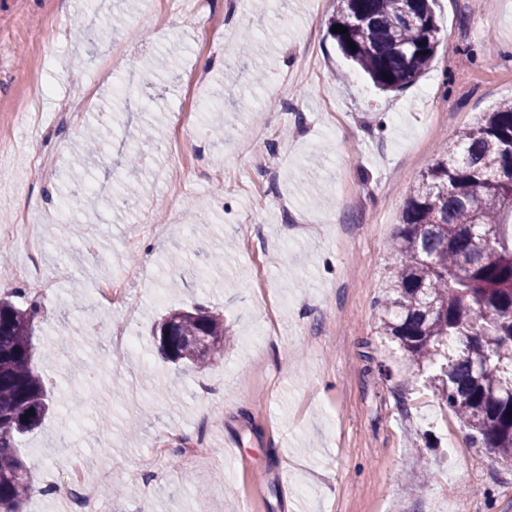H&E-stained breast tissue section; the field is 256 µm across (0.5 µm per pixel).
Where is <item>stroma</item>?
<instances>
[{
  "mask_svg": "<svg viewBox=\"0 0 512 512\" xmlns=\"http://www.w3.org/2000/svg\"><path fill=\"white\" fill-rule=\"evenodd\" d=\"M335 7L205 0L203 13L174 10L158 31L143 0H0V128L15 130L30 80L47 86L50 117L96 79L87 120L121 130L95 181L143 189L127 209L86 216L63 253L51 236L60 187L0 155V225L25 213L56 281L35 331L50 409L18 441L36 477L24 512H60L43 489L61 485L74 457L136 490L102 497L101 512H512V464L451 447L463 431L441 426L431 394L401 386L402 353L378 335L376 306L413 185L443 143L512 99V0H437L435 59L400 92L379 90L343 56L327 31ZM102 10L112 16L103 43L90 27ZM149 59L166 130L182 111L184 73L208 79L210 109L178 156L137 137L148 117L139 91L113 94ZM177 250L194 275L176 285ZM108 280L126 283L128 303H99ZM197 305L228 327L221 361L199 372L168 362L152 334L170 310ZM112 327L132 331L138 351L111 356ZM173 428L202 433L211 450L189 483L174 456L153 455Z\"/></svg>",
  "mask_w": 512,
  "mask_h": 512,
  "instance_id": "stroma-1",
  "label": "stroma"
}]
</instances>
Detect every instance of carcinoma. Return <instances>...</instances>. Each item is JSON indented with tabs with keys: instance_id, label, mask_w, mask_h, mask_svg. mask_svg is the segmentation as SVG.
I'll return each mask as SVG.
<instances>
[{
	"instance_id": "1",
	"label": "carcinoma",
	"mask_w": 512,
	"mask_h": 512,
	"mask_svg": "<svg viewBox=\"0 0 512 512\" xmlns=\"http://www.w3.org/2000/svg\"><path fill=\"white\" fill-rule=\"evenodd\" d=\"M383 91L414 84L433 62L431 0H337L327 29ZM355 48H350L349 43ZM92 168L70 172L87 193ZM396 264L378 301L379 334L397 342L473 448L512 462V102L483 113L439 151L410 193L390 242ZM43 307L0 298V510L23 512L34 484L17 438L48 410L35 366ZM224 317L198 306L154 327L165 359L207 368L220 359Z\"/></svg>"
}]
</instances>
